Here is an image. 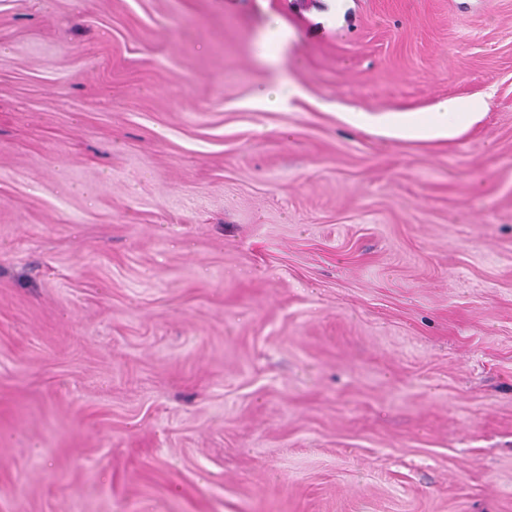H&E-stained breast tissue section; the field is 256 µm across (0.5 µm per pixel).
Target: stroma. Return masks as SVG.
I'll list each match as a JSON object with an SVG mask.
<instances>
[{
  "label": "stroma",
  "mask_w": 512,
  "mask_h": 512,
  "mask_svg": "<svg viewBox=\"0 0 512 512\" xmlns=\"http://www.w3.org/2000/svg\"><path fill=\"white\" fill-rule=\"evenodd\" d=\"M0 512H512V0H0ZM482 102L467 99L445 101L440 112H386L381 115L357 110L345 119L360 129H376L383 136L400 140L451 139L477 122Z\"/></svg>",
  "instance_id": "35a3bbf8"
}]
</instances>
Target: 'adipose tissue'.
<instances>
[{
    "label": "adipose tissue",
    "mask_w": 512,
    "mask_h": 512,
    "mask_svg": "<svg viewBox=\"0 0 512 512\" xmlns=\"http://www.w3.org/2000/svg\"><path fill=\"white\" fill-rule=\"evenodd\" d=\"M482 104L455 99L441 104L436 112H387L381 115L352 110L345 119L360 129H375L383 136L400 140L451 139L477 122Z\"/></svg>",
    "instance_id": "obj_1"
}]
</instances>
